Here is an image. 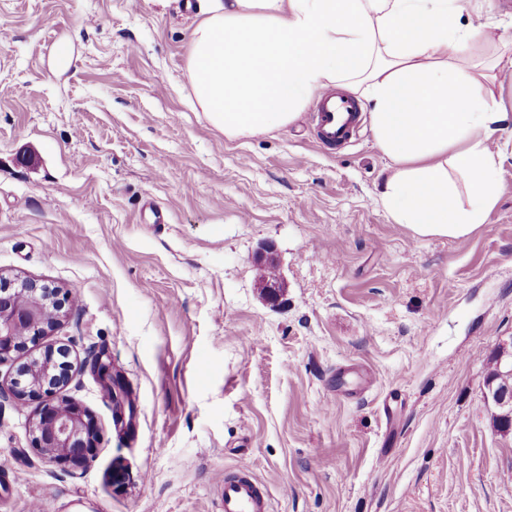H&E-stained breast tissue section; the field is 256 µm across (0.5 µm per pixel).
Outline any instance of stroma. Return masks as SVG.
Here are the masks:
<instances>
[{
	"label": "stroma",
	"mask_w": 512,
	"mask_h": 512,
	"mask_svg": "<svg viewBox=\"0 0 512 512\" xmlns=\"http://www.w3.org/2000/svg\"><path fill=\"white\" fill-rule=\"evenodd\" d=\"M199 2L0 0V274L65 296L29 354L67 349L62 394L98 428L88 463L52 462L37 402L0 397V512H221L243 460L273 512H512V433L482 400L512 340V120L484 224L417 237L375 202L369 121L330 150L306 113L230 140L193 109ZM483 11L474 58L511 55L512 0ZM93 372L98 375L99 378H102L107 384L106 388L109 392L110 398L119 399L122 391H125V384L120 375L113 373L112 368L109 364L98 362V364L92 365ZM115 402V401H114ZM123 402L122 399H119L117 405L121 406Z\"/></svg>",
	"instance_id": "35a3bbf8"
}]
</instances>
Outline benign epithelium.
Returning <instances> with one entry per match:
<instances>
[{
	"mask_svg": "<svg viewBox=\"0 0 512 512\" xmlns=\"http://www.w3.org/2000/svg\"><path fill=\"white\" fill-rule=\"evenodd\" d=\"M57 290L32 279H10L0 275V365L13 362L27 351L28 344L53 331L64 316ZM106 382L110 398L119 399L125 384L110 365H92ZM70 364L55 360V350L45 348L38 358L20 364L15 375L0 378V396L17 402L40 401L29 425L33 447L56 461L85 464L97 448L93 417L69 399L57 397L69 381ZM485 401L498 410L512 406V385L483 390Z\"/></svg>",
	"mask_w": 512,
	"mask_h": 512,
	"instance_id": "benign-epithelium-1",
	"label": "benign epithelium"
}]
</instances>
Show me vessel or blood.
<instances>
[{
	"instance_id": "vessel-or-blood-1",
	"label": "vessel or blood",
	"mask_w": 512,
	"mask_h": 512,
	"mask_svg": "<svg viewBox=\"0 0 512 512\" xmlns=\"http://www.w3.org/2000/svg\"><path fill=\"white\" fill-rule=\"evenodd\" d=\"M360 119V108L353 98L333 91L321 93L314 114L316 138L330 148L343 146L355 134ZM222 506L224 512H271L269 492L254 478L249 464L240 463L225 475Z\"/></svg>"
}]
</instances>
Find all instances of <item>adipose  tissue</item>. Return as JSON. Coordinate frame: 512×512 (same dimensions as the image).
Instances as JSON below:
<instances>
[{
  "label": "adipose tissue",
  "mask_w": 512,
  "mask_h": 512,
  "mask_svg": "<svg viewBox=\"0 0 512 512\" xmlns=\"http://www.w3.org/2000/svg\"><path fill=\"white\" fill-rule=\"evenodd\" d=\"M459 0H212L190 34L195 104L230 140L293 124L318 91L346 86L388 158L379 200L420 237L463 238L496 203L492 143L512 119L461 26Z\"/></svg>",
  "instance_id": "ef3b65f1"
}]
</instances>
